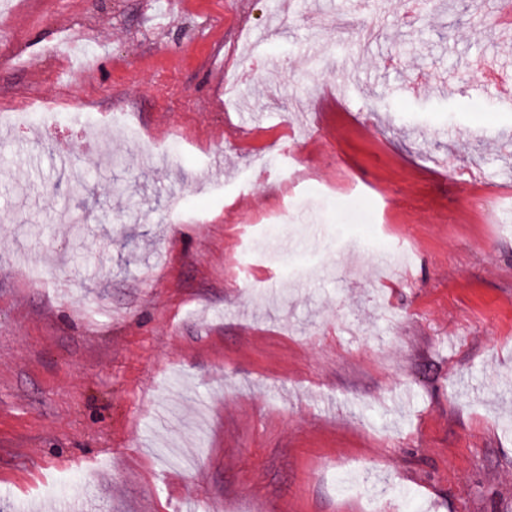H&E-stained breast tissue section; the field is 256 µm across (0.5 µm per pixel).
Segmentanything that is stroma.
<instances>
[{
	"label": "stroma",
	"instance_id": "35a3bbf8",
	"mask_svg": "<svg viewBox=\"0 0 512 512\" xmlns=\"http://www.w3.org/2000/svg\"><path fill=\"white\" fill-rule=\"evenodd\" d=\"M282 2L0 0V512H512L500 0Z\"/></svg>",
	"mask_w": 512,
	"mask_h": 512
}]
</instances>
